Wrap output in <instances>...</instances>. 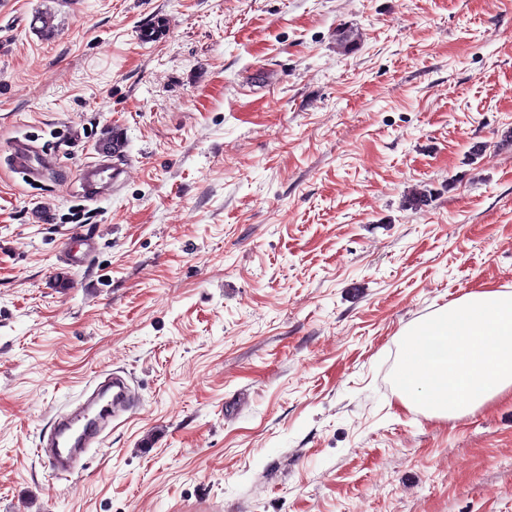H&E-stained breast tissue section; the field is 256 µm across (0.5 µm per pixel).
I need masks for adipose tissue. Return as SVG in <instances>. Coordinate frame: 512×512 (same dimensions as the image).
<instances>
[{
	"mask_svg": "<svg viewBox=\"0 0 512 512\" xmlns=\"http://www.w3.org/2000/svg\"><path fill=\"white\" fill-rule=\"evenodd\" d=\"M402 404L453 419L512 397V290L461 294L401 332Z\"/></svg>",
	"mask_w": 512,
	"mask_h": 512,
	"instance_id": "ef3b65f1",
	"label": "adipose tissue"
}]
</instances>
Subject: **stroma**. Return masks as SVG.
Instances as JSON below:
<instances>
[{
  "mask_svg": "<svg viewBox=\"0 0 512 512\" xmlns=\"http://www.w3.org/2000/svg\"><path fill=\"white\" fill-rule=\"evenodd\" d=\"M508 131L512 0H0V152L49 157L0 159V512H512V397L395 393L401 330L512 290ZM112 372L136 409L53 472ZM117 169L112 166V156L97 157L87 162L82 168L80 181L90 183L93 187H103L112 183L118 176Z\"/></svg>",
  "mask_w": 512,
  "mask_h": 512,
  "instance_id": "1",
  "label": "stroma"
}]
</instances>
